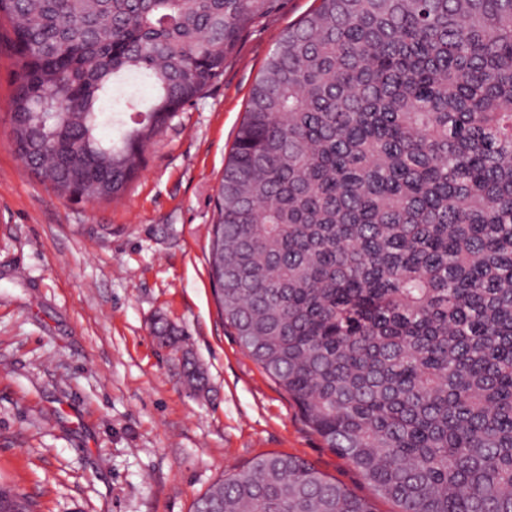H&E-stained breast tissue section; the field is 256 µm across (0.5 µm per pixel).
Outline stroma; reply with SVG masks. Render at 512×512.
I'll return each mask as SVG.
<instances>
[{
    "label": "stroma",
    "mask_w": 512,
    "mask_h": 512,
    "mask_svg": "<svg viewBox=\"0 0 512 512\" xmlns=\"http://www.w3.org/2000/svg\"><path fill=\"white\" fill-rule=\"evenodd\" d=\"M315 0L242 34L109 202L55 195L11 141L13 58L0 41V483L36 512H192L224 470L278 453L394 512L326 448L242 350L212 294L214 197L256 80ZM182 336L190 387L157 322Z\"/></svg>",
    "instance_id": "1"
}]
</instances>
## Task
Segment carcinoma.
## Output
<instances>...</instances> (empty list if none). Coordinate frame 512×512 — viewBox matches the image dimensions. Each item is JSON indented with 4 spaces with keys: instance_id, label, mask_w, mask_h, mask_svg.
<instances>
[{
    "instance_id": "1",
    "label": "carcinoma",
    "mask_w": 512,
    "mask_h": 512,
    "mask_svg": "<svg viewBox=\"0 0 512 512\" xmlns=\"http://www.w3.org/2000/svg\"><path fill=\"white\" fill-rule=\"evenodd\" d=\"M281 2L0 0L15 152L61 197L121 196ZM215 208L225 324L373 495L512 512V0H319L253 86ZM0 512L33 510L0 485ZM192 512L374 508L266 454Z\"/></svg>"
}]
</instances>
